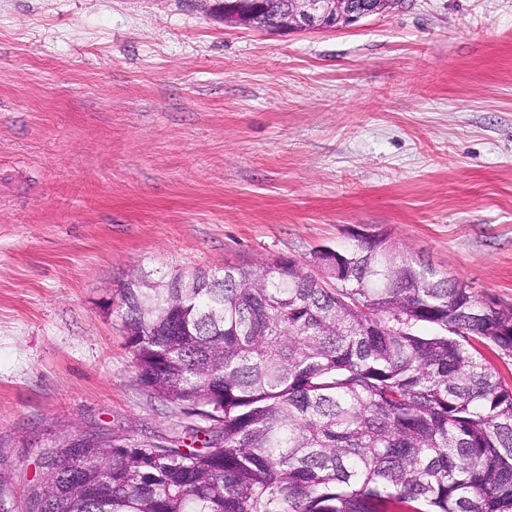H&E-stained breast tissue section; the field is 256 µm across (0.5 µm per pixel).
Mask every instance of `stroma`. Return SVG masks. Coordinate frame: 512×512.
<instances>
[{
  "label": "stroma",
  "mask_w": 512,
  "mask_h": 512,
  "mask_svg": "<svg viewBox=\"0 0 512 512\" xmlns=\"http://www.w3.org/2000/svg\"><path fill=\"white\" fill-rule=\"evenodd\" d=\"M387 236L512 308V0H402L270 35L201 0H0V472L43 449L176 446L108 305L190 275Z\"/></svg>",
  "instance_id": "1"
}]
</instances>
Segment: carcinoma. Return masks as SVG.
<instances>
[{
  "instance_id": "1",
  "label": "carcinoma",
  "mask_w": 512,
  "mask_h": 512,
  "mask_svg": "<svg viewBox=\"0 0 512 512\" xmlns=\"http://www.w3.org/2000/svg\"><path fill=\"white\" fill-rule=\"evenodd\" d=\"M315 267L132 272L138 379L209 426L47 448L36 510L512 512V387L483 353L512 357V312L385 238Z\"/></svg>"
}]
</instances>
